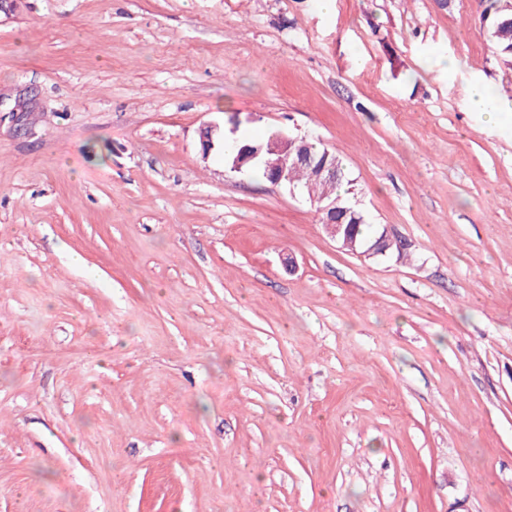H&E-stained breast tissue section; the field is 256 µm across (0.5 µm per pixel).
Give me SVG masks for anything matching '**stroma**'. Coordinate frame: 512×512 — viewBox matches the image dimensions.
Masks as SVG:
<instances>
[{"mask_svg":"<svg viewBox=\"0 0 512 512\" xmlns=\"http://www.w3.org/2000/svg\"><path fill=\"white\" fill-rule=\"evenodd\" d=\"M484 9L0 16V512H512V130L466 106L477 80L512 102V65ZM228 116L334 151L405 257L202 159ZM222 137L223 143H231L235 138L225 139L224 138V125L221 128L218 124L209 122L204 124L200 128V144H201V155L203 159H208L210 153L215 148V142Z\"/></svg>","mask_w":512,"mask_h":512,"instance_id":"stroma-1","label":"stroma"}]
</instances>
